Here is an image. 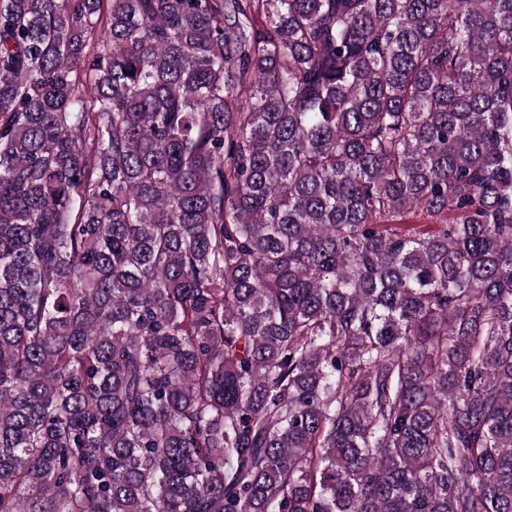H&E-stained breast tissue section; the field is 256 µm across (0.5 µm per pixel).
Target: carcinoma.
<instances>
[{"label":"carcinoma","mask_w":512,"mask_h":512,"mask_svg":"<svg viewBox=\"0 0 512 512\" xmlns=\"http://www.w3.org/2000/svg\"><path fill=\"white\" fill-rule=\"evenodd\" d=\"M0 512H512V0H0Z\"/></svg>","instance_id":"1"}]
</instances>
